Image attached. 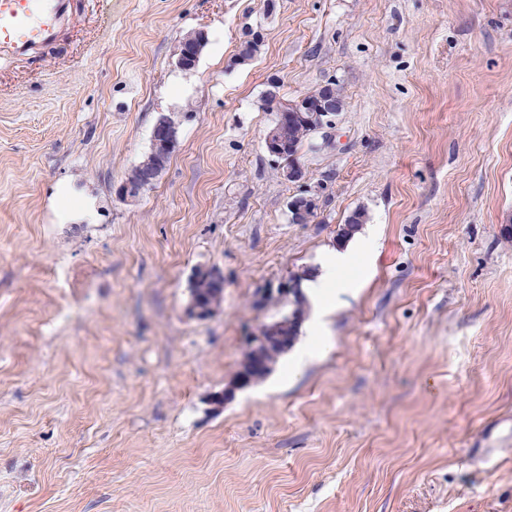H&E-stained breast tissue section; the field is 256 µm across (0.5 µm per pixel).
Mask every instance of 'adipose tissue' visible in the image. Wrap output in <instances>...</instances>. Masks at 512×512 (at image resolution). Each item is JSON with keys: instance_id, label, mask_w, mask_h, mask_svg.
<instances>
[{"instance_id": "adipose-tissue-1", "label": "adipose tissue", "mask_w": 512, "mask_h": 512, "mask_svg": "<svg viewBox=\"0 0 512 512\" xmlns=\"http://www.w3.org/2000/svg\"><path fill=\"white\" fill-rule=\"evenodd\" d=\"M354 257V250L346 247L327 252L319 261V272L304 279L302 287L315 313L308 325L312 336L325 333L327 317L335 310L341 295L347 294L352 288L353 281L347 270Z\"/></svg>"}]
</instances>
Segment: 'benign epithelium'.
<instances>
[{
    "label": "benign epithelium",
    "mask_w": 512,
    "mask_h": 512,
    "mask_svg": "<svg viewBox=\"0 0 512 512\" xmlns=\"http://www.w3.org/2000/svg\"><path fill=\"white\" fill-rule=\"evenodd\" d=\"M207 43V34L204 30H195L180 39L176 66L179 68L196 66L203 47ZM275 111L279 112L281 119L275 127L265 136V148L270 156L281 162V174L290 183L304 187L299 194L291 198L288 203L289 221L292 224H307L317 214L319 208V195L321 186H308L310 175L307 167L300 161L299 154L287 144L286 125L288 113L303 112L315 131L321 132L331 129L340 112L339 99L336 96V81L330 80L321 85L319 95L309 100L305 97L285 99L276 96ZM178 145L177 127L174 119L167 115L158 116L152 131L150 156L152 161L140 162L129 171L119 188V194L125 201L135 202L141 194L150 188L160 177L166 167V160ZM280 297L288 300L293 308L283 314L278 324L266 323L251 336L248 347L256 352H283L288 350L292 337L283 335L289 329L293 332L299 330L302 322L301 310L304 308V298L300 288V280L294 276L288 277L277 289ZM214 303L205 305L191 293L188 306L190 315L203 319L217 311ZM255 384V379L248 377L244 372L235 374L232 381L224 387V391L211 398L214 409L221 410L224 403L230 400L236 391Z\"/></svg>",
    "instance_id": "benign-epithelium-1"
}]
</instances>
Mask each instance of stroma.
Returning a JSON list of instances; mask_svg holds the SVG:
<instances>
[{
	"mask_svg": "<svg viewBox=\"0 0 512 512\" xmlns=\"http://www.w3.org/2000/svg\"><path fill=\"white\" fill-rule=\"evenodd\" d=\"M73 10L45 62L0 61V512H512V0ZM332 79L344 109L301 155L320 208L293 224L261 97ZM162 112L178 146L123 201ZM358 208L365 271L299 336L313 355L214 411ZM213 265L224 303L190 317ZM206 43L207 34L202 29L182 36L175 61L176 66L178 68L195 67ZM201 277H205L206 279L217 284H222L224 287V273L218 267L212 266L197 269L192 276V286ZM196 288H198L199 295L203 298L205 304L211 303L213 301L215 296L212 288L217 287L206 281L204 278H201L198 280ZM218 308L219 307L216 305V303L204 305L198 299L194 288L191 289V298L188 306V312L190 315L199 319H203L212 315L215 311H217Z\"/></svg>",
	"mask_w": 512,
	"mask_h": 512,
	"instance_id": "obj_1",
	"label": "stroma"
}]
</instances>
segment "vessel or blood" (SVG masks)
<instances>
[{"label": "vessel or blood", "instance_id": "1", "mask_svg": "<svg viewBox=\"0 0 512 512\" xmlns=\"http://www.w3.org/2000/svg\"><path fill=\"white\" fill-rule=\"evenodd\" d=\"M73 22L71 0H0V59L43 58Z\"/></svg>", "mask_w": 512, "mask_h": 512}]
</instances>
